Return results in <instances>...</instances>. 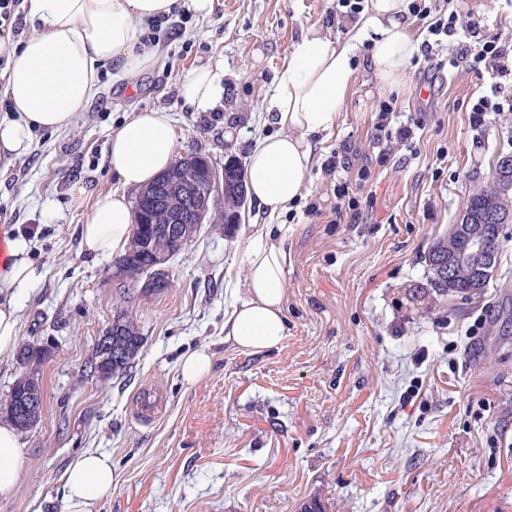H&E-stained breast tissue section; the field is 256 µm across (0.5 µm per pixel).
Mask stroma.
<instances>
[{
  "label": "stroma",
  "mask_w": 512,
  "mask_h": 512,
  "mask_svg": "<svg viewBox=\"0 0 512 512\" xmlns=\"http://www.w3.org/2000/svg\"><path fill=\"white\" fill-rule=\"evenodd\" d=\"M337 0H215L205 18L176 14L145 24L158 35L157 65L134 81L102 75L97 94L65 131H41L33 151L0 161V226L13 228L43 278L20 301L18 341L47 345L40 368L44 412L21 431L15 493L0 512H69L64 471L84 452L112 460L110 495L91 512H301L312 499L329 512H512V224L481 293L440 295L426 262L459 223L469 194L512 155V112L481 127L465 107L485 82L444 69L420 100L423 55L411 88L393 95L367 70L373 31L354 51V78L335 126L316 135L300 199L270 216L254 201L239 223L207 219L169 262V288L128 295L115 259L82 253L78 224L116 181L108 133L130 113L169 112L178 158L216 169L246 164L272 133L267 99L293 47L307 33L344 43ZM469 44L512 39V0H451ZM223 62L224 96L213 109H183L176 82ZM396 97L419 121L414 147L384 148L371 135L381 101ZM351 147L372 157L328 174L327 159ZM360 210L337 221L335 187ZM274 224L288 253L286 336L258 355L224 340V319L245 275L253 225ZM127 305L144 338L128 372L85 376L99 336ZM482 328H474L476 319ZM204 350L208 376L194 384L181 358ZM163 391L159 419L133 416L144 387Z\"/></svg>",
  "instance_id": "obj_1"
}]
</instances>
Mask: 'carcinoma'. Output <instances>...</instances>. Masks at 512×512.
<instances>
[{"mask_svg": "<svg viewBox=\"0 0 512 512\" xmlns=\"http://www.w3.org/2000/svg\"><path fill=\"white\" fill-rule=\"evenodd\" d=\"M245 181L242 167L236 162L224 164V223L234 224L238 212L245 204ZM154 203L147 210L145 218L149 224V243L143 244L137 233L131 238L117 262L129 267H137L149 260L150 255H167L174 252V243L168 233L169 226L185 224L195 226L193 186L182 176H168L159 181L153 190ZM466 209L470 221L481 224L488 212L494 210L505 224L512 223V191L503 193L496 189V181L471 193ZM456 232L440 240L428 252L429 267L433 272L434 287L446 295L456 292L470 295L481 290L490 280V275L477 279L476 273L468 265L453 267V276H448V249L455 244ZM112 359L106 368L96 376L99 381H108L130 368L143 347V337L134 319L125 310L115 312L112 321ZM44 409V393L35 372L19 378L7 397L0 401V410L18 428L28 429L41 418Z\"/></svg>", "mask_w": 512, "mask_h": 512, "instance_id": "obj_1", "label": "carcinoma"}]
</instances>
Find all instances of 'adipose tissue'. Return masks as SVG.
<instances>
[{"instance_id":"1","label":"adipose tissue","mask_w":512,"mask_h":512,"mask_svg":"<svg viewBox=\"0 0 512 512\" xmlns=\"http://www.w3.org/2000/svg\"><path fill=\"white\" fill-rule=\"evenodd\" d=\"M27 28L11 42V57L0 77L9 113L0 116V159L27 156L38 131L71 128L97 92L108 67L130 78L158 62L140 48L143 24L184 10L205 17L214 0H28ZM363 28L376 32L367 62L388 89L410 84L408 62L420 50L406 0H368ZM353 44L317 34L302 38L279 74L268 107L274 133L248 157L247 191L269 214L289 209L301 196L314 157L311 137L336 124L354 74ZM221 88L212 64L182 74L177 94L184 106L210 107ZM179 137L162 109L131 113L112 127L107 164L119 186L99 198L78 228L83 252L110 255L122 250L132 232L130 191L151 185L173 166ZM247 275L224 322V338L237 349L259 354L278 347L286 335L284 272L288 255L271 225L262 224L245 241ZM42 271L10 229L0 230V353L17 340L19 299L41 281ZM22 445L16 429L0 424V496L13 495ZM73 512L89 508L112 490V460L88 452L62 476Z\"/></svg>"}]
</instances>
